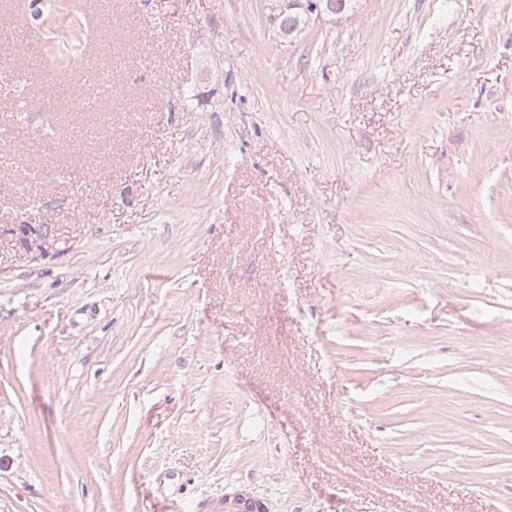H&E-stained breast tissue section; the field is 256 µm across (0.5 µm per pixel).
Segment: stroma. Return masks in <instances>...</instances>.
Here are the masks:
<instances>
[{
	"label": "stroma",
	"instance_id": "35a3bbf8",
	"mask_svg": "<svg viewBox=\"0 0 512 512\" xmlns=\"http://www.w3.org/2000/svg\"><path fill=\"white\" fill-rule=\"evenodd\" d=\"M0 0V512H512V0ZM271 1H277V0H269L270 3L267 4L268 6V18L270 23L273 25L277 24L278 19H280L285 13L288 12V16L285 15L278 21V27H273V30L276 28V35L278 36V33H281V36H279L282 41L288 42L289 38L298 39L300 35L308 28L309 25H305V21L303 17H300L299 26L293 35L290 37L288 36V31H290L294 26L297 25V18L298 13L297 11H288L292 9H303L305 13L308 15L309 22L312 21H319L324 20L327 16L330 14L336 15L335 18H341L343 16L350 17L351 14L354 11V7L356 6L357 2H360L358 0H352L357 1L353 2L351 6L348 9V1L351 0H283L280 4L279 9L281 10V13L279 15H276L271 22L272 17V11L270 9ZM336 2V4H335ZM336 7L338 8L339 12H336ZM284 24L285 28L288 31H282L280 28V24ZM29 21L42 34L44 41L50 43V49L55 54L58 65L69 64L75 56L83 37V27L78 23V20L75 19L78 26L75 31L78 34L73 35L71 40L65 41L60 40L55 34L59 21L55 5L46 7L45 4H40L30 12Z\"/></svg>",
	"mask_w": 512,
	"mask_h": 512
}]
</instances>
